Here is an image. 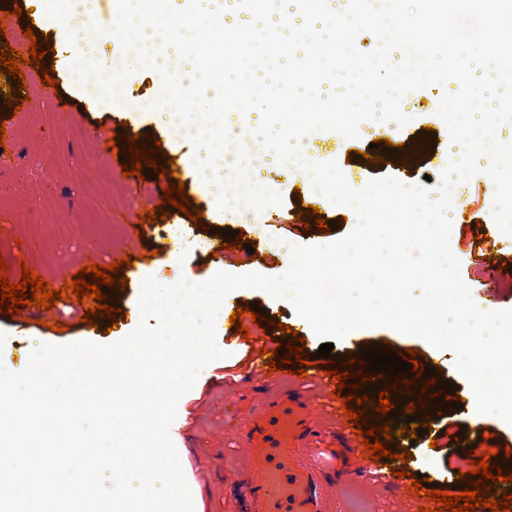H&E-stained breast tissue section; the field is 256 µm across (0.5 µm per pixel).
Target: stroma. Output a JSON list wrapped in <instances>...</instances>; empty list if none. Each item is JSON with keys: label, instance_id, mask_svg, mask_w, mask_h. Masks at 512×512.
<instances>
[{"label": "stroma", "instance_id": "obj_1", "mask_svg": "<svg viewBox=\"0 0 512 512\" xmlns=\"http://www.w3.org/2000/svg\"><path fill=\"white\" fill-rule=\"evenodd\" d=\"M21 8V16H13V8ZM32 0H0V23L8 29L31 27L37 40L46 41L49 50L45 65L59 82L56 94L49 95L37 73L24 67V87L0 90V114L5 117V146L0 149V244L11 247L6 259V274L10 282L20 280L22 267L34 269L53 288L72 282L74 273L91 264L110 265L114 260L131 256L135 262L120 268L126 287L108 289L110 306L116 307V328H109L107 320L90 326L82 320L84 306L71 301H57L53 308L19 309L17 315L0 314V331L8 335L0 359L23 369L33 346L67 344L92 341L110 344L119 341L138 324L137 310L146 277L166 278L172 281L187 278L203 282L218 271V261H225L232 274L260 273L278 276L291 262L290 246L320 245L325 240H338L348 234L357 223L352 208L331 204L317 192L310 176L288 175L285 167L274 157L257 154L263 167L257 172L259 182L279 193L282 204L272 205L251 219L237 224L243 232L252 255L241 250L220 248L223 231L227 226L224 212L206 193L195 160L199 155L192 142L177 141L169 126L157 122L153 113L140 109L139 101L155 100L159 94L156 75L148 69L134 71L126 79L123 101L107 104L90 93L87 85L70 83L71 59L62 46V30L57 21L36 18ZM454 83L432 85L425 95L411 105L408 119L385 116L384 121L395 127L390 140L395 144L416 141L425 146L415 162L398 164V154L383 152L381 163L365 159L370 143L378 138V129L371 122H363L358 137L348 139L344 149H336L327 131L318 130L307 135L304 148L319 147L327 160L337 162L346 180L355 188H363L369 180L391 176L402 183H423L431 179L439 183L441 172L449 162L461 154L453 143L445 122L438 114V104L445 93L454 91ZM23 98L24 104L17 114H9L4 102L7 97ZM67 101L68 112H61L59 101ZM83 130L82 136L70 135V126ZM138 135L141 143L149 145L160 141L161 156L157 161L167 164L166 176H155L152 168H144L142 176L124 175L122 159H113L111 177L95 178L86 165L87 157L96 152L102 142L116 139L118 149H126V138ZM185 185L191 207L202 213L201 221L188 219L178 209H171L163 223L147 225L142 237L127 236L123 229L129 217L143 216L145 210L157 207L162 191L170 183ZM487 176L479 173L459 188L465 204L466 216L453 223L450 246L460 261V276L470 288L473 297L483 306L496 310L512 308V293H505L498 283L512 279V268H489L485 253H493L512 261V235L495 232L485 239L484 225L493 223L494 201L486 192ZM321 209L323 219L332 221L330 233L307 231L296 215L306 206ZM111 211L121 231L115 232L103 224L104 211ZM27 212L31 223L21 229L17 222L19 212ZM183 224L188 230L204 225V238L210 250L197 255L177 252L171 238L162 230L165 224ZM46 224H71L73 238L65 244L56 242L42 227ZM26 244V252H19V244ZM229 305L257 304L268 311L275 324L271 335H278L279 324L296 329L304 340V351L316 353L321 341L307 329L285 299L271 298L267 293L243 288L230 293ZM65 324L62 332L52 331V322ZM216 341L226 358L209 364L198 385L182 397L175 420L180 430L176 442L180 463L186 481L197 487L202 512H237L228 485L244 463L230 448L243 433L250 417L260 409L266 393L278 388L277 379H265L253 374L251 363L254 352L251 343L236 334L229 320L216 323ZM390 347L391 351L419 350L434 368L440 383L457 384V398L463 399L464 408L450 411L434 419L422 437L394 444V452H407L408 472L423 474L434 489H447L452 481V468L457 463L459 448L454 439L459 430H466L475 443H482L484 434H494L497 445L512 446V426L496 423L493 416L476 415L467 399L472 392L469 383L454 367V355L439 350L425 340L401 334L387 327L363 328L335 342L331 359L343 363L360 357L367 347ZM426 498L409 491L404 479L390 477L368 467L362 478L344 484L336 512H419L427 506Z\"/></svg>", "mask_w": 512, "mask_h": 512}]
</instances>
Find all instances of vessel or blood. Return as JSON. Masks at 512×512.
Instances as JSON below:
<instances>
[{"instance_id":"vessel-or-blood-1","label":"vessel or blood","mask_w":512,"mask_h":512,"mask_svg":"<svg viewBox=\"0 0 512 512\" xmlns=\"http://www.w3.org/2000/svg\"><path fill=\"white\" fill-rule=\"evenodd\" d=\"M322 400L309 398L292 384L265 400L237 443L248 460L239 484L241 512H331L342 485L328 475L330 465L317 458L305 460V451L317 448L328 433L324 419L331 410L334 380L319 376Z\"/></svg>"}]
</instances>
